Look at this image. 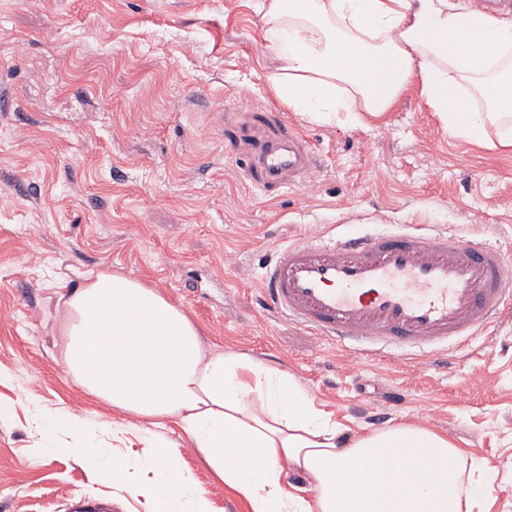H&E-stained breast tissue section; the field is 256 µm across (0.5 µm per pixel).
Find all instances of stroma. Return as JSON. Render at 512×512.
Wrapping results in <instances>:
<instances>
[{"mask_svg": "<svg viewBox=\"0 0 512 512\" xmlns=\"http://www.w3.org/2000/svg\"><path fill=\"white\" fill-rule=\"evenodd\" d=\"M278 65L253 0H0V512H68L71 496L151 510L46 452L37 411L85 415L84 446L134 473L168 449L210 512H251L177 419L150 425L67 374L63 301L97 271L179 305L206 353L287 371L346 435L409 422L448 436L489 480L474 512H512V320L445 365L365 360L267 311L261 280L279 247L365 224L452 230L512 261V148L450 135L415 85L381 121H309L271 90ZM256 108L306 135L313 187L246 178Z\"/></svg>", "mask_w": 512, "mask_h": 512, "instance_id": "obj_1", "label": "stroma"}]
</instances>
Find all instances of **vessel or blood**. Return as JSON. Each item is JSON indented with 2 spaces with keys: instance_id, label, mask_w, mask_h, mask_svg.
I'll return each mask as SVG.
<instances>
[{
  "instance_id": "1",
  "label": "vessel or blood",
  "mask_w": 512,
  "mask_h": 512,
  "mask_svg": "<svg viewBox=\"0 0 512 512\" xmlns=\"http://www.w3.org/2000/svg\"><path fill=\"white\" fill-rule=\"evenodd\" d=\"M252 124L249 180L308 184L315 164L303 134L267 109ZM263 281L269 310L320 339L359 343L370 358L387 346L444 356L512 314V263L498 247L420 226L302 238L277 251Z\"/></svg>"
}]
</instances>
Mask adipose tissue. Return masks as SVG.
I'll return each mask as SVG.
<instances>
[{
  "mask_svg": "<svg viewBox=\"0 0 512 512\" xmlns=\"http://www.w3.org/2000/svg\"><path fill=\"white\" fill-rule=\"evenodd\" d=\"M268 47L281 65L269 77L295 112L332 124L356 113L381 117L412 79L451 135L498 130L512 147V25L448 0H254ZM445 59V67L431 56ZM476 82L486 108L457 94L456 77ZM63 359L78 384L139 418H177L208 464L251 512H472L481 489L464 482L461 454L446 436L410 424L342 439L335 422L288 372L239 354L205 355L181 307L124 275L102 272L64 302ZM49 450L83 458L117 484L173 512L191 498L190 477L168 450L145 460L152 472L131 484L124 459L82 447L92 426L75 412L43 421ZM305 475L315 493L282 484Z\"/></svg>",
  "mask_w": 512,
  "mask_h": 512,
  "instance_id": "1",
  "label": "adipose tissue"
}]
</instances>
